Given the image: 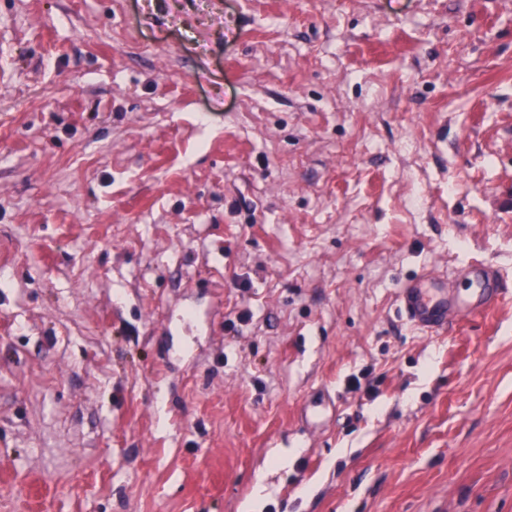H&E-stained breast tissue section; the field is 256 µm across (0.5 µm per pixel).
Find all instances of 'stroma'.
Returning <instances> with one entry per match:
<instances>
[{"mask_svg": "<svg viewBox=\"0 0 512 512\" xmlns=\"http://www.w3.org/2000/svg\"><path fill=\"white\" fill-rule=\"evenodd\" d=\"M476 264L512 0H0V512H512ZM467 274L477 288L472 298L448 297V285L444 282L447 278L437 280L436 274L430 273L401 288L398 295L400 312L417 329L432 333L448 328V312L453 314V320L462 313L482 312L495 299L488 293V288H495L496 296H503L502 277L492 267L483 265Z\"/></svg>", "mask_w": 512, "mask_h": 512, "instance_id": "stroma-1", "label": "stroma"}]
</instances>
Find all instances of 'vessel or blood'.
I'll return each instance as SVG.
<instances>
[{
  "label": "vessel or blood",
  "instance_id": "obj_1",
  "mask_svg": "<svg viewBox=\"0 0 512 512\" xmlns=\"http://www.w3.org/2000/svg\"><path fill=\"white\" fill-rule=\"evenodd\" d=\"M470 276L476 286L472 298L449 297L445 282L430 273L401 288L399 310L417 329L428 333L446 329L449 315L483 311L492 299L491 289L499 288L502 281L495 269L485 265L471 270Z\"/></svg>",
  "mask_w": 512,
  "mask_h": 512
}]
</instances>
